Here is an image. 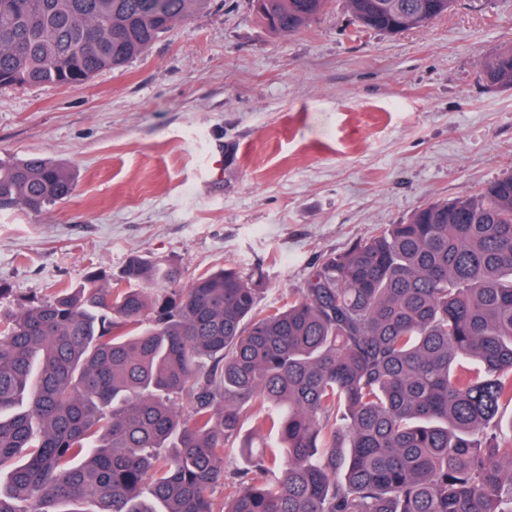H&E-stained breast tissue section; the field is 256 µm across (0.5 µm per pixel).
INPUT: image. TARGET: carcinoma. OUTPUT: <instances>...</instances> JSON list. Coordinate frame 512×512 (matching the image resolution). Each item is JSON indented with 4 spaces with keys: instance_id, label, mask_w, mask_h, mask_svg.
<instances>
[{
    "instance_id": "obj_1",
    "label": "carcinoma",
    "mask_w": 512,
    "mask_h": 512,
    "mask_svg": "<svg viewBox=\"0 0 512 512\" xmlns=\"http://www.w3.org/2000/svg\"><path fill=\"white\" fill-rule=\"evenodd\" d=\"M252 2L292 35L331 0ZM207 3L0 0V86H81ZM452 4L347 0L393 35ZM481 77L512 89V48ZM74 191L56 161L0 160V210ZM180 278L133 254L115 283L0 308V512H512V173L326 258L281 307L233 269ZM245 422L282 447L216 497Z\"/></svg>"
}]
</instances>
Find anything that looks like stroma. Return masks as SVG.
Segmentation results:
<instances>
[{"label": "stroma", "mask_w": 512, "mask_h": 512, "mask_svg": "<svg viewBox=\"0 0 512 512\" xmlns=\"http://www.w3.org/2000/svg\"><path fill=\"white\" fill-rule=\"evenodd\" d=\"M510 45L512 0H456L396 36L344 0L290 36L250 0H210L82 86H1L0 158L45 155L76 189L0 212V306L120 275L134 252L186 283L261 274L260 306L283 305L325 258L512 173V89L480 76Z\"/></svg>", "instance_id": "35a3bbf8"}]
</instances>
